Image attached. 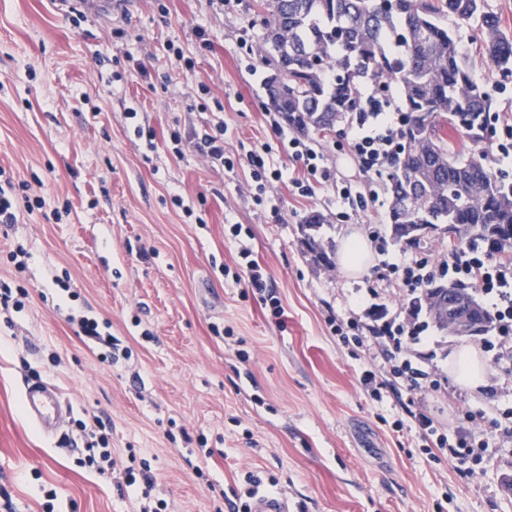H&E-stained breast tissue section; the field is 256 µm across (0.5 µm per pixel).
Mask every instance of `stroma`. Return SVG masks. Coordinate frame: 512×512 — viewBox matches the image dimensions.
<instances>
[{"label":"stroma","instance_id":"stroma-1","mask_svg":"<svg viewBox=\"0 0 512 512\" xmlns=\"http://www.w3.org/2000/svg\"><path fill=\"white\" fill-rule=\"evenodd\" d=\"M252 0H114L104 13L77 0H0V169L44 199L0 224V286L26 289L22 308L0 307V512H132L122 471L81 465L79 422L100 419L114 459L146 460L152 499L166 512H219L247 474L295 512H512V443L492 436L495 408L512 407V374L497 371L482 337L427 328L417 365L442 390L421 403L441 421L470 412L489 434L484 473L461 477L410 426L411 396L392 382L381 345L343 342L329 313L372 323L406 311L383 274L313 262L316 240L337 256L353 232L384 239L390 200L368 222L338 218L332 187L310 198L283 181L256 194L242 159L267 146L288 170V144L266 125L262 29ZM475 23L458 39L476 81L512 116V76L483 57ZM224 123L227 169L201 151ZM340 128L310 132L324 164L353 191L367 182L337 153ZM321 214L318 231L304 225ZM250 237L274 316L242 278L231 225ZM95 317L125 358L101 361L77 319ZM481 349L486 386L471 390L448 368L458 344ZM384 380L373 399L359 378ZM36 381L70 405L57 436L26 416Z\"/></svg>","mask_w":512,"mask_h":512}]
</instances>
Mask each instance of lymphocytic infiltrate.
<instances>
[{
  "label": "lymphocytic infiltrate",
  "instance_id": "obj_1",
  "mask_svg": "<svg viewBox=\"0 0 512 512\" xmlns=\"http://www.w3.org/2000/svg\"><path fill=\"white\" fill-rule=\"evenodd\" d=\"M364 96L367 107L348 120L345 137L350 155L357 160L362 175L368 177L379 174L398 155L404 115L393 97L383 96L375 85H367ZM266 122L275 136L287 140L294 168L291 174H283L282 170L271 168L267 148L252 150L246 156V163L256 183L284 179L293 194L300 197L313 196L319 186H335L337 197L348 205L351 216L356 218L375 204L376 190H369L365 195L352 194L347 181L338 179L334 171L323 166L321 154L311 147L305 136L286 132L279 114L267 113ZM387 269L388 274L382 279L384 287L397 289L403 297L414 296L432 282L443 279L459 287L477 285L492 304L497 333H512V261L489 255L477 242L453 248L445 259L436 263L418 253L406 252L398 261L388 263ZM369 333L385 346L393 362L392 372L402 380L408 392L438 390V382L427 381L425 372L415 367L410 358L421 333L418 324L409 320L389 321L370 328ZM412 419L416 433L446 454L449 463L454 464L463 477H475L472 462L485 451L486 442L471 428V415H463L460 421L445 429L437 428L433 419L421 411L413 413Z\"/></svg>",
  "mask_w": 512,
  "mask_h": 512
}]
</instances>
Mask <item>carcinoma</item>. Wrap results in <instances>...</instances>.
Masks as SVG:
<instances>
[{"label": "carcinoma", "instance_id": "carcinoma-1", "mask_svg": "<svg viewBox=\"0 0 512 512\" xmlns=\"http://www.w3.org/2000/svg\"><path fill=\"white\" fill-rule=\"evenodd\" d=\"M261 18L260 64L268 73L269 106L289 126L308 134L345 124L363 111L364 85L394 86L400 110L402 152L388 173L392 238L415 247L411 224H428L449 240L475 239L493 253H512V185L485 164L479 149L491 95L473 77L445 18L478 21L480 49L500 72L512 74V32L485 11V0H257ZM447 121L474 145L470 156L454 150L441 132ZM443 283L411 302L440 332H448ZM479 313L470 336H485L495 317L467 288L452 287Z\"/></svg>", "mask_w": 512, "mask_h": 512}]
</instances>
